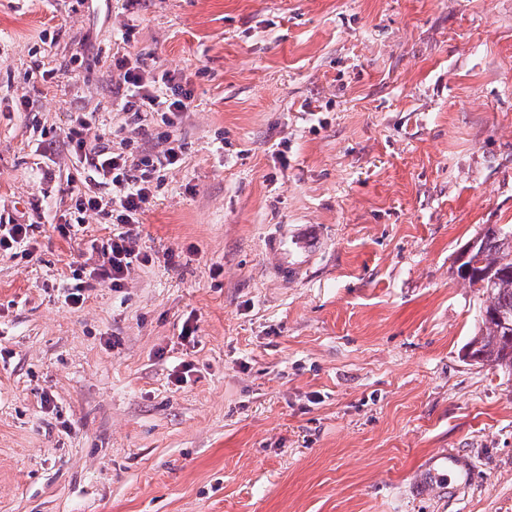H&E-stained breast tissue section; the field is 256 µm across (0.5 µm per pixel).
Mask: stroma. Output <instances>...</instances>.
<instances>
[{
    "label": "stroma",
    "mask_w": 512,
    "mask_h": 512,
    "mask_svg": "<svg viewBox=\"0 0 512 512\" xmlns=\"http://www.w3.org/2000/svg\"><path fill=\"white\" fill-rule=\"evenodd\" d=\"M130 18L194 95L183 160L150 263L71 305L112 227L59 233L64 136L123 124ZM40 204L0 258V512H512V376L466 357L455 263L512 224V0H0V216ZM277 224L327 228L303 282L270 274ZM446 448L473 485L417 489ZM0 257L14 258L18 255V248H23L20 252L30 254L35 249L36 243L34 231L41 224H18L10 217L8 221L0 219ZM5 223V224H4Z\"/></svg>",
    "instance_id": "obj_1"
}]
</instances>
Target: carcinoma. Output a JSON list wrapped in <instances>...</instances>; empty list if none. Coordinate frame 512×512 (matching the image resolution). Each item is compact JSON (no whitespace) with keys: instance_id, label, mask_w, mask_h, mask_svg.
<instances>
[{"instance_id":"obj_1","label":"carcinoma","mask_w":512,"mask_h":512,"mask_svg":"<svg viewBox=\"0 0 512 512\" xmlns=\"http://www.w3.org/2000/svg\"><path fill=\"white\" fill-rule=\"evenodd\" d=\"M458 277L483 297L478 330L467 345L481 364L512 375V225H488L473 239V251L456 268Z\"/></svg>"}]
</instances>
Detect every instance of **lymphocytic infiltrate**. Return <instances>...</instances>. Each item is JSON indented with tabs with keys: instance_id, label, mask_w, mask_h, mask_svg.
I'll list each match as a JSON object with an SVG mask.
<instances>
[{
	"instance_id": "obj_1",
	"label": "lymphocytic infiltrate",
	"mask_w": 512,
	"mask_h": 512,
	"mask_svg": "<svg viewBox=\"0 0 512 512\" xmlns=\"http://www.w3.org/2000/svg\"><path fill=\"white\" fill-rule=\"evenodd\" d=\"M114 66L124 86L126 136L120 148H112L101 138L87 140L85 132L90 123L83 115L77 117L76 127L66 136L73 171L67 177L65 191L72 202L75 224H83L86 214L92 212L119 228L118 233L95 246L102 263L88 275L74 276L65 297L73 305L82 303L85 290L94 285L123 288L133 265L148 263L149 257L141 253L133 227L141 223L148 209L156 174L182 159V146L173 129L193 101L191 92L181 85L157 87L155 81L146 78L141 60L132 59L131 55L116 58ZM157 122L168 128L163 148L155 153L136 152V139L148 136ZM102 185L111 186V194L99 193Z\"/></svg>"
}]
</instances>
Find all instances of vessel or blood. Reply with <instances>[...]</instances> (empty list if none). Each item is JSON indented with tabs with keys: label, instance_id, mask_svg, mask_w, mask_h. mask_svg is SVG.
<instances>
[{
	"label": "vessel or blood",
	"instance_id": "vessel-or-blood-1",
	"mask_svg": "<svg viewBox=\"0 0 512 512\" xmlns=\"http://www.w3.org/2000/svg\"><path fill=\"white\" fill-rule=\"evenodd\" d=\"M324 244L325 228L320 224H283L264 240L272 270L276 278L285 283L302 280ZM443 475L457 487L465 488L474 480L475 467L458 451L448 449L425 464L422 479L430 485Z\"/></svg>",
	"mask_w": 512,
	"mask_h": 512
}]
</instances>
